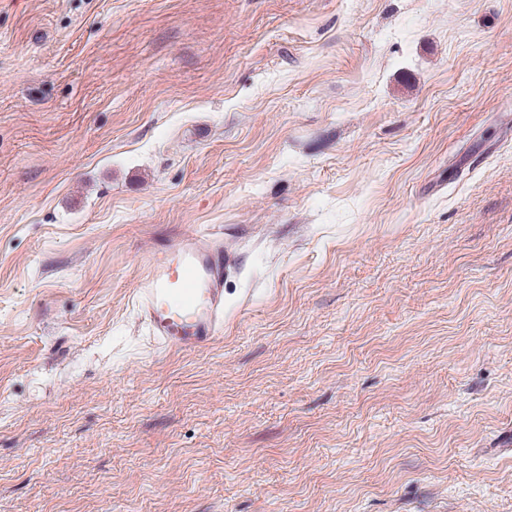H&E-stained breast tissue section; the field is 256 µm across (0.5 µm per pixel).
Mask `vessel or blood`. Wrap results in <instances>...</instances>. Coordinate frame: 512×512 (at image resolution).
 I'll use <instances>...</instances> for the list:
<instances>
[{
	"label": "vessel or blood",
	"mask_w": 512,
	"mask_h": 512,
	"mask_svg": "<svg viewBox=\"0 0 512 512\" xmlns=\"http://www.w3.org/2000/svg\"><path fill=\"white\" fill-rule=\"evenodd\" d=\"M234 266L235 257L220 236L167 241L136 291L153 340L185 350L216 340L224 327V278Z\"/></svg>",
	"instance_id": "1"
}]
</instances>
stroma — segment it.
Listing matches in <instances>:
<instances>
[{
  "mask_svg": "<svg viewBox=\"0 0 512 512\" xmlns=\"http://www.w3.org/2000/svg\"><path fill=\"white\" fill-rule=\"evenodd\" d=\"M0 512H512V0H0ZM234 266V254L218 235L167 241L136 291L153 340L166 348L196 350L220 337L224 277Z\"/></svg>",
  "mask_w": 512,
  "mask_h": 512,
  "instance_id": "stroma-1",
  "label": "stroma"
}]
</instances>
